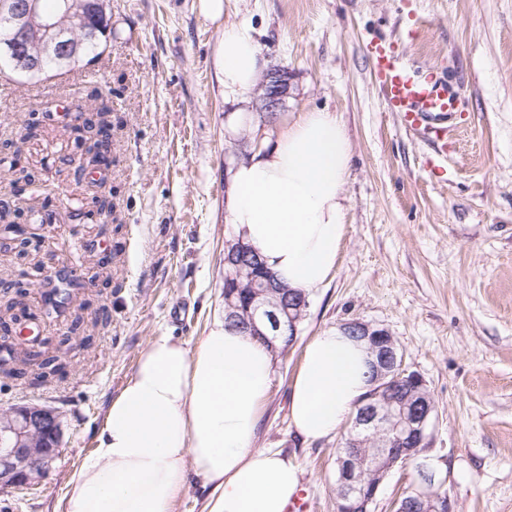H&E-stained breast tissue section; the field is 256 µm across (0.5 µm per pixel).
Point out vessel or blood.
<instances>
[{
	"mask_svg": "<svg viewBox=\"0 0 512 512\" xmlns=\"http://www.w3.org/2000/svg\"><path fill=\"white\" fill-rule=\"evenodd\" d=\"M370 52L389 108L401 113L405 126L429 132L435 121L457 111L458 93L449 88L445 77L435 72L417 76L386 42H371Z\"/></svg>",
	"mask_w": 512,
	"mask_h": 512,
	"instance_id": "obj_1",
	"label": "vessel or blood"
}]
</instances>
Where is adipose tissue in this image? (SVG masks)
Returning a JSON list of instances; mask_svg holds the SVG:
<instances>
[{
  "instance_id": "adipose-tissue-1",
  "label": "adipose tissue",
  "mask_w": 512,
  "mask_h": 512,
  "mask_svg": "<svg viewBox=\"0 0 512 512\" xmlns=\"http://www.w3.org/2000/svg\"><path fill=\"white\" fill-rule=\"evenodd\" d=\"M221 56L225 101L246 102L264 67L252 28L225 27ZM350 160L336 113L313 110L231 171L228 223L290 287L320 288L337 265ZM370 360L342 328L313 337L290 383L296 434L336 433L373 387ZM272 374L270 349L221 322L193 350L154 337L70 475L62 512H175L193 475L208 489L203 512H285L298 466L255 445Z\"/></svg>"
}]
</instances>
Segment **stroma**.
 <instances>
[{
    "mask_svg": "<svg viewBox=\"0 0 512 512\" xmlns=\"http://www.w3.org/2000/svg\"><path fill=\"white\" fill-rule=\"evenodd\" d=\"M254 30L266 67L291 73L273 123L256 103L235 109L218 81L224 28ZM390 42L419 76L437 70L460 90L447 140L405 128L373 71L371 41ZM99 90L112 104V167L104 188L80 168L67 109ZM335 112L352 154L346 233L336 270L312 292L294 346L275 357L256 447L292 458L312 512H337L341 435L294 434L288 388L304 347L351 320L387 329L419 372L436 412L423 455L436 464L455 512H512V0H112L102 55L45 80L0 75V142H13L15 178L0 202L57 211L25 260L0 258V284L29 266L64 263L84 288L42 325L65 370L0 375V405L47 403L64 413V448L30 493L0 494V512H56L69 475L92 455L106 409L156 336L196 348L224 318V221L230 171L255 139L311 110ZM110 217L89 215L94 193Z\"/></svg>",
    "mask_w": 512,
    "mask_h": 512,
    "instance_id": "obj_1",
    "label": "stroma"
}]
</instances>
